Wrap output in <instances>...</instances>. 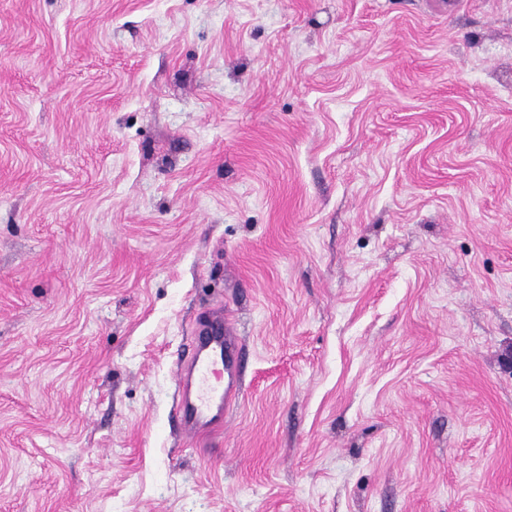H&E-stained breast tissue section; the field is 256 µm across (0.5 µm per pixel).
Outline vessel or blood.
Segmentation results:
<instances>
[{
  "label": "vessel or blood",
  "instance_id": "1",
  "mask_svg": "<svg viewBox=\"0 0 512 512\" xmlns=\"http://www.w3.org/2000/svg\"><path fill=\"white\" fill-rule=\"evenodd\" d=\"M242 381L236 330L222 310H207L198 321L191 353L177 371V418L182 432L191 438L217 435Z\"/></svg>",
  "mask_w": 512,
  "mask_h": 512
}]
</instances>
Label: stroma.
Instances as JSON below:
<instances>
[{
    "mask_svg": "<svg viewBox=\"0 0 512 512\" xmlns=\"http://www.w3.org/2000/svg\"><path fill=\"white\" fill-rule=\"evenodd\" d=\"M0 512H512V0H0ZM243 360L235 327L222 309L200 317L190 355L178 366L177 418L190 438H207L224 428V413L239 396Z\"/></svg>",
    "mask_w": 512,
    "mask_h": 512,
    "instance_id": "1",
    "label": "stroma"
}]
</instances>
